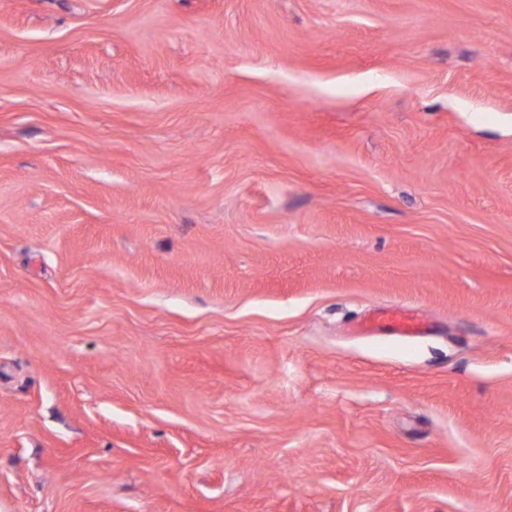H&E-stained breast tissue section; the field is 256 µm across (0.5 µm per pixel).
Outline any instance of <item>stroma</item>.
<instances>
[{
	"label": "stroma",
	"instance_id": "stroma-1",
	"mask_svg": "<svg viewBox=\"0 0 512 512\" xmlns=\"http://www.w3.org/2000/svg\"><path fill=\"white\" fill-rule=\"evenodd\" d=\"M0 512H512V0H0ZM424 324L418 315L399 308L385 309L361 325V330L387 329L398 336H416L423 331Z\"/></svg>",
	"mask_w": 512,
	"mask_h": 512
}]
</instances>
